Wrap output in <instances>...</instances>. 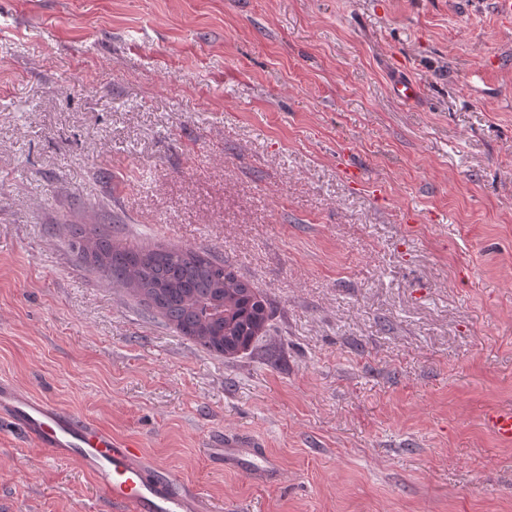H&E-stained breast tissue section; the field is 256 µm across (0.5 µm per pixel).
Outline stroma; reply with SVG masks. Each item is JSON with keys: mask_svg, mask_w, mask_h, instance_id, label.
<instances>
[{"mask_svg": "<svg viewBox=\"0 0 512 512\" xmlns=\"http://www.w3.org/2000/svg\"><path fill=\"white\" fill-rule=\"evenodd\" d=\"M422 96L397 99L394 80ZM76 224L264 292L210 354L90 270ZM0 378L202 512H512V21L494 0H0ZM232 432L282 475L225 467ZM0 512H125L0 431ZM485 425L497 438L503 442L512 443V408L487 414Z\"/></svg>", "mask_w": 512, "mask_h": 512, "instance_id": "obj_1", "label": "stroma"}]
</instances>
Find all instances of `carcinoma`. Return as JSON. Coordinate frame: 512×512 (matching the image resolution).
<instances>
[{
  "label": "carcinoma",
  "instance_id": "obj_1",
  "mask_svg": "<svg viewBox=\"0 0 512 512\" xmlns=\"http://www.w3.org/2000/svg\"><path fill=\"white\" fill-rule=\"evenodd\" d=\"M75 235L74 248L91 270L129 286L144 310L211 354L248 350L269 320L259 288L208 252L119 247L95 224Z\"/></svg>",
  "mask_w": 512,
  "mask_h": 512
}]
</instances>
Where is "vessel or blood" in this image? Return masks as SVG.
<instances>
[{"instance_id": "obj_1", "label": "vessel or blood", "mask_w": 512, "mask_h": 512, "mask_svg": "<svg viewBox=\"0 0 512 512\" xmlns=\"http://www.w3.org/2000/svg\"><path fill=\"white\" fill-rule=\"evenodd\" d=\"M9 424L51 453L75 460L107 498L131 512H199V490L176 472L146 460L135 445L119 443L92 421L0 379V426ZM485 424L512 443V408L487 414ZM222 456L225 465L251 477L273 481L279 475L277 459L257 441L225 436Z\"/></svg>"}]
</instances>
